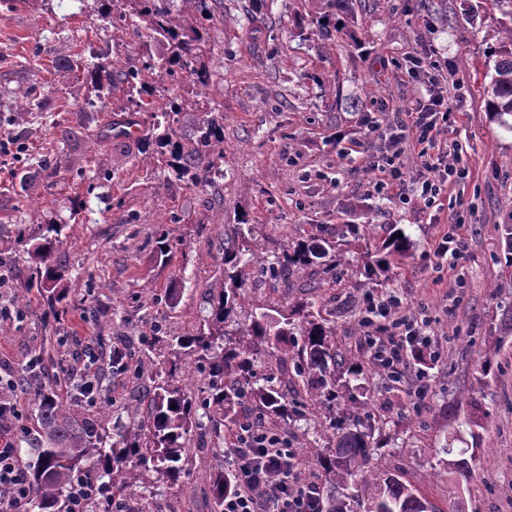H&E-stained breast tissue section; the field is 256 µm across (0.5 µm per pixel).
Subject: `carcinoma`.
Listing matches in <instances>:
<instances>
[{
    "label": "carcinoma",
    "mask_w": 512,
    "mask_h": 512,
    "mask_svg": "<svg viewBox=\"0 0 512 512\" xmlns=\"http://www.w3.org/2000/svg\"><path fill=\"white\" fill-rule=\"evenodd\" d=\"M142 4L135 17L148 31L150 41L162 46V51L148 54L141 66H132L115 75L112 60L98 58L85 66L87 76L120 88L134 100L153 97L164 79L180 75L189 79L200 92H205L220 72L210 70L204 58L207 49L197 18L208 19L207 0H137ZM330 12L316 17L322 28L329 27L336 12L349 13L352 0H324ZM499 14L504 33L498 48L492 51L493 66L486 67L484 77L485 109L497 119L512 116V0H483ZM199 17H194V14ZM158 96V95H156ZM178 97L158 96L154 127L163 129L155 137L160 147L168 149L169 168L176 177L190 176L195 183L212 184L214 177L224 175V117L218 112H206L197 126L194 139H181L174 127L175 116L181 114ZM62 224H47L41 241L33 244L31 258L45 268V278L39 287L52 288L56 271L50 264L52 252L61 243ZM365 237V225L346 224L336 238L318 231L298 243L292 251L268 261L259 254V245L251 228L239 227L231 245L224 248V281L211 287V315L205 324L176 338L174 355H194L204 364L210 378L208 407L212 414L235 422V407L248 398L269 414L288 421L293 410L274 384L269 374L257 376V346L266 343L284 352L293 348L299 359L297 374L306 376L311 406L317 411H330L346 401L350 407L357 400L345 398L344 385L336 378V370L344 367L358 376L365 362L354 360L343 365L337 361L322 308L298 302L288 307V313L276 319L269 314L251 313L250 323L236 334L227 324L236 308L244 305V281L240 264L245 255L266 266L271 275L287 280L297 273L317 266H330L355 252ZM409 237L397 225H390L381 245L365 253L363 270L368 277L387 276L410 255ZM181 366L173 361L157 373L153 410L146 421L129 415V425L116 423L118 439L107 443L97 420L82 413L83 404L91 396V385L81 381L75 385L74 403L64 405L41 387L33 389L38 411L36 435L27 441L30 459V501L38 512H69L67 504L76 480L93 476L99 494L112 493L119 501L141 494L144 483L135 472V465H151L155 482L168 487L181 478L179 462L186 452L187 437L202 427L197 418L198 405L181 387L176 377ZM335 429L327 446L328 453L317 456L325 473V485L319 492L315 512H357L354 505H365L364 512H436L411 484L391 474L379 461H372L370 434L359 429L346 416L331 421ZM448 473H461L468 468L466 450L454 452L444 448ZM458 457H453V454ZM217 506L224 505V496L236 490L235 473L225 470L214 477Z\"/></svg>",
    "instance_id": "obj_1"
}]
</instances>
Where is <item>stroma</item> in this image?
<instances>
[{
	"instance_id": "obj_1",
	"label": "stroma",
	"mask_w": 512,
	"mask_h": 512,
	"mask_svg": "<svg viewBox=\"0 0 512 512\" xmlns=\"http://www.w3.org/2000/svg\"><path fill=\"white\" fill-rule=\"evenodd\" d=\"M105 0H0V258L8 278L0 302L26 294L23 320L0 331V371L19 378L7 398L19 409L11 427L15 447L37 427V409L24 371L44 360L40 384L72 402L75 352L85 342L121 352L134 371L102 366L99 399L113 416L135 408L151 415L159 365L172 357L177 336L211 314L210 287L224 278V246L237 224H252L263 254L275 258L340 224H366V245L403 228L413 248L388 279L371 280L350 255L335 273L311 267L274 282L256 267L244 270L247 306L232 318L244 329L249 312H285L310 302L322 307L340 358L372 353L361 320L369 298L392 295L403 311L431 320L422 358L404 380L366 371L360 422L373 456L411 482L438 512H512V335L501 323L512 314V282L502 276L501 226L512 215V129L484 110L483 73L501 38L494 15L463 14L460 0H353L354 18L317 42L304 0H209L205 23L208 66L222 76L205 95L173 85L184 110L177 133L192 137L200 112L224 114V176L201 186L177 178L155 143L150 105L129 103L122 90L97 86L70 71L77 58L106 57L114 70L141 65L142 40L119 26L96 34ZM68 37H59L60 27ZM431 55L453 68L455 93L448 137L458 142L470 173L455 194L433 207L374 194L368 157L370 128L427 95L414 58ZM68 70L62 84L57 71ZM55 87L42 111L16 107L18 89ZM136 116L139 132L116 136L115 119ZM463 207H456V200ZM463 210L470 248L465 258L437 261V242ZM64 227L53 261L62 278L53 291L37 288V268L25 243L42 225ZM277 363V386L300 420L284 422L243 401L236 426L261 424L302 449L307 480L322 483L313 450L327 445V414L306 401L294 360L262 347ZM489 373H481L483 361ZM424 398H416L417 384ZM477 397L483 419L470 428L465 400ZM235 436L223 421L190 434L180 461V488L158 484L144 493L149 512H217L213 478L232 468ZM469 448L466 471L448 474L441 448Z\"/></svg>"
}]
</instances>
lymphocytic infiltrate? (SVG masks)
Instances as JSON below:
<instances>
[{
  "mask_svg": "<svg viewBox=\"0 0 512 512\" xmlns=\"http://www.w3.org/2000/svg\"><path fill=\"white\" fill-rule=\"evenodd\" d=\"M414 66L430 76L428 98L396 113L383 128L372 127L378 140L369 164L379 176L373 190L396 193L406 199L417 193L433 205L451 184L466 179L457 143L449 142L446 123L452 111L451 79L439 61L424 56ZM416 153L422 160L418 179L408 180L403 157ZM362 325L367 342L388 375L401 379L408 366V351L424 336L427 325L416 315L401 313L397 300H370ZM237 490L225 496L224 512H312L318 486L301 476L294 449L278 434L260 426L248 429L233 450ZM0 487L8 491V512H27L29 474L11 438L0 435Z\"/></svg>",
  "mask_w": 512,
  "mask_h": 512,
  "instance_id": "obj_1",
  "label": "lymphocytic infiltrate"
}]
</instances>
